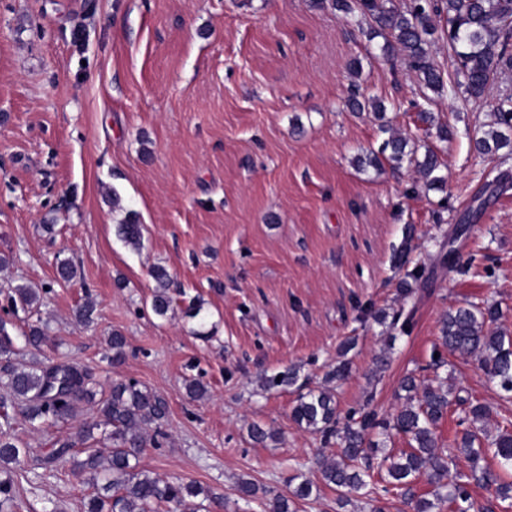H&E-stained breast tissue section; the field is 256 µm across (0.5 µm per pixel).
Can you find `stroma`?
Segmentation results:
<instances>
[{
	"label": "stroma",
	"instance_id": "35a3bbf8",
	"mask_svg": "<svg viewBox=\"0 0 512 512\" xmlns=\"http://www.w3.org/2000/svg\"><path fill=\"white\" fill-rule=\"evenodd\" d=\"M372 25L310 0H0V255L10 260L0 308L15 286L44 291L38 312L10 318L18 329L48 322L37 359L82 366L101 393L132 379L159 394L166 438L140 466L211 488L213 512H243L241 478L282 493L298 473L319 483L315 459L336 449L290 416L312 388L332 389L344 413H392L401 378L421 368L490 406L488 430L512 417V394L476 358L448 353L431 368L450 308L498 304L512 334V188L486 194L458 238L470 271L440 261L473 195L512 177V155L484 161L469 141L512 94V72L485 98L427 101L402 54L383 58V38H367ZM355 83L384 101L395 129L437 151L444 189H426L409 166L358 170L384 135L372 110L350 108ZM424 108L450 140L425 136ZM130 211L145 227L137 252L115 233ZM63 260L77 269L66 284ZM156 266L177 283L163 317L150 307ZM417 268L424 277L401 296ZM88 296L86 326L74 309ZM196 299L202 326L187 315ZM381 311L410 315L409 328L377 323ZM115 332L126 341L116 364ZM350 337V373L330 381ZM383 354L390 364L372 377ZM291 367L294 385L260 390L262 375ZM191 378L204 398L188 396ZM255 423L275 440L253 443ZM12 477L15 512H84L90 491L70 463Z\"/></svg>",
	"mask_w": 512,
	"mask_h": 512
}]
</instances>
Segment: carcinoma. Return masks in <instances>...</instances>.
Masks as SVG:
<instances>
[{
    "instance_id": "obj_1",
    "label": "carcinoma",
    "mask_w": 512,
    "mask_h": 512,
    "mask_svg": "<svg viewBox=\"0 0 512 512\" xmlns=\"http://www.w3.org/2000/svg\"><path fill=\"white\" fill-rule=\"evenodd\" d=\"M320 9L330 8L354 15L355 10L371 16L380 34L386 38L384 51L399 49L409 66L422 76L425 86L440 94H453L464 86L471 99L487 95L491 82L505 70L512 71V0H410L404 10L391 6V0H312ZM446 16L444 34L453 52L455 75L462 80L443 82L435 64L431 45L436 27L434 18ZM354 89L351 107L362 109L369 104L382 120L380 131L389 134L380 153L370 152L358 158L361 167L380 170L382 160L399 168L408 163L416 168L425 185L440 188L445 177L441 164L430 148L417 156L418 147L406 136L394 131L384 120V106L378 98L358 99ZM474 152L483 159H494L500 151L512 150V95L499 98L494 121L489 128L472 138ZM126 245L138 250L143 245V225L133 213L116 227ZM151 275L156 282L151 308L165 316L170 308L168 290L171 277L157 266ZM40 292L24 286L13 289L12 311H36L42 305ZM499 317L497 307H479L467 303L449 311L441 321V346L450 353L475 356L487 376L512 392V336L493 327ZM47 340V325L38 321L20 336H12L6 321L0 319V359L5 360L7 381L0 393V408H17L33 428L55 426L77 420L80 404L89 406L90 417L76 431L51 443V448L38 452L22 448L12 436L9 417L0 424V466L21 465L34 461L45 468L65 460L72 473L84 478L93 493L85 504V512H202L203 503L195 499H216V494L194 482L165 481L140 468L145 448L161 447L165 434L160 421L165 415V402L156 393L134 381L115 380L109 394L97 397L90 373L77 364L40 361L14 362L30 348H38ZM297 373L288 370L280 376L261 377L262 389L291 386ZM400 389L406 392L405 404L389 416L365 411L360 419L347 416L346 422L336 411L335 395L328 388L310 389L299 395L292 408L293 420L304 429L321 435L325 444L336 439L337 453L332 458L317 459L324 484L336 491L337 502L348 503L353 497L365 499L366 512H388L387 504L372 496L369 489L373 461H378L380 480L404 490L411 512H473L475 505L465 486L450 476L455 460L462 458L472 477L483 483L496 497L512 498V421L505 418L491 441L483 423L488 419L484 405L453 394L439 383L406 375ZM466 405V419L472 429L448 439V450L439 446L437 425L452 404ZM154 428L153 435L147 430ZM101 431L108 442L105 449L86 445L93 430ZM387 436L394 432L403 436L408 448L393 453L385 441L370 438L373 431ZM299 483L287 497L271 488L261 487L248 479L238 482L239 499L246 504L259 502L262 512H297V502L313 496V483L304 475L293 476ZM426 480L434 486L431 497L417 496L413 485ZM14 481L0 480V512H13Z\"/></svg>"
}]
</instances>
